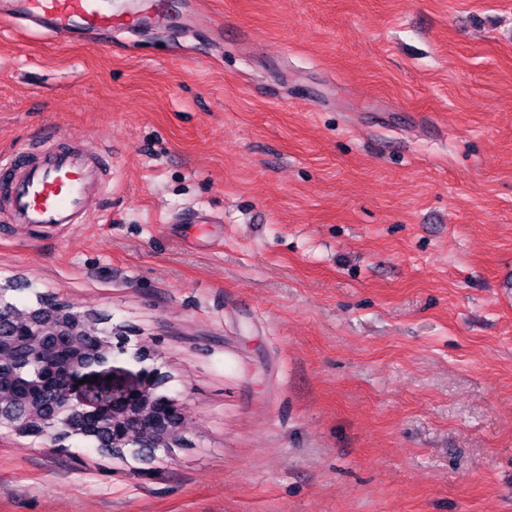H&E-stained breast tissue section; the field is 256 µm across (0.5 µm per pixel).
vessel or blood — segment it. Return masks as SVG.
<instances>
[{"label":"vessel or blood","mask_w":512,"mask_h":512,"mask_svg":"<svg viewBox=\"0 0 512 512\" xmlns=\"http://www.w3.org/2000/svg\"><path fill=\"white\" fill-rule=\"evenodd\" d=\"M163 12L114 11L107 0H0V28L21 23L45 30L65 43L111 37L119 26L164 24ZM107 160L71 141L37 154L19 151L0 158V198L11 224H85L99 211Z\"/></svg>","instance_id":"b4317fda"}]
</instances>
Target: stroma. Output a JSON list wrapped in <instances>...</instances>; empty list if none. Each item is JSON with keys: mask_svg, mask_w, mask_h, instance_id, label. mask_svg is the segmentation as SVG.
I'll list each match as a JSON object with an SVG mask.
<instances>
[{"mask_svg": "<svg viewBox=\"0 0 512 512\" xmlns=\"http://www.w3.org/2000/svg\"><path fill=\"white\" fill-rule=\"evenodd\" d=\"M111 46L0 31V153H108L0 286L125 326L184 446L0 431V512H512V0H171ZM151 352L136 361L138 347Z\"/></svg>", "mask_w": 512, "mask_h": 512, "instance_id": "stroma-1", "label": "stroma"}]
</instances>
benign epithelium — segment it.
Segmentation results:
<instances>
[{
  "label": "benign epithelium",
  "instance_id": "1",
  "mask_svg": "<svg viewBox=\"0 0 512 512\" xmlns=\"http://www.w3.org/2000/svg\"><path fill=\"white\" fill-rule=\"evenodd\" d=\"M11 323L0 331V352L24 347L35 366L16 368L23 395L9 401L0 397V427L33 430L62 443L87 434L103 417L112 421V435L100 451L131 448L145 462L155 452L183 443L182 416L168 396L157 393L166 376L145 372L139 384L100 391L91 398L81 390L87 370L106 364L112 356V337L118 327H101L106 317L80 311L65 300L48 308L9 309Z\"/></svg>",
  "mask_w": 512,
  "mask_h": 512
}]
</instances>
